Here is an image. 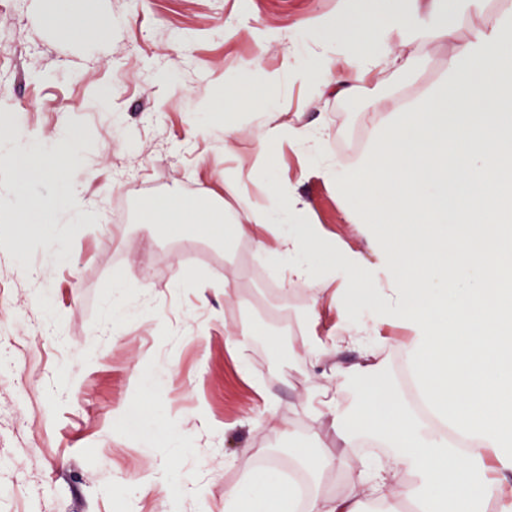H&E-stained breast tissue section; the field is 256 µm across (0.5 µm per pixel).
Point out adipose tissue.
Returning <instances> with one entry per match:
<instances>
[{
	"instance_id": "ef3b65f1",
	"label": "adipose tissue",
	"mask_w": 512,
	"mask_h": 512,
	"mask_svg": "<svg viewBox=\"0 0 512 512\" xmlns=\"http://www.w3.org/2000/svg\"><path fill=\"white\" fill-rule=\"evenodd\" d=\"M467 17L474 24L463 37ZM50 22L81 38L102 33L94 0H85L80 18L58 0ZM308 28L314 66L287 57L283 71L316 89L345 94L391 67L437 64L443 75L412 100H387L371 143L350 165L335 159L322 133L281 122L266 95L224 91L235 106L265 112L260 142L310 150L347 220L366 226L380 256L370 266L351 250L326 247L320 227L305 221V204L280 190L243 198L240 223L225 230L228 243L272 235L269 253L286 270L283 285L332 280V292L315 297L306 314L311 354L327 357L344 343L364 350L361 362L333 368L337 389L307 399L320 431L285 433L303 469L327 464L350 475L345 493L309 492L305 512H363L369 497L383 502V512H400L413 498L433 512H480L493 502L512 512V0L496 8L491 0H339L332 17ZM410 46L421 55L407 54ZM430 47L444 57L434 60ZM324 306L338 319L328 336L314 330ZM363 310L372 324L353 323ZM384 325L407 331L406 362L436 425L408 413L372 364ZM347 380L358 396L351 414L339 390ZM365 436L391 456L357 463L351 448ZM296 499L267 461L246 484L229 487L227 503L230 512H295Z\"/></svg>"
}]
</instances>
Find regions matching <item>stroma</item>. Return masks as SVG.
<instances>
[{
  "instance_id": "1",
  "label": "stroma",
  "mask_w": 512,
  "mask_h": 512,
  "mask_svg": "<svg viewBox=\"0 0 512 512\" xmlns=\"http://www.w3.org/2000/svg\"><path fill=\"white\" fill-rule=\"evenodd\" d=\"M53 0H0V106L12 131L49 153L62 127L84 146L89 217L60 214L41 238L0 250V512H225L227 487L243 485L267 457H290L287 427L312 434L303 404L332 387V364L358 362L342 346L308 356L299 320L317 290L283 276L253 240L223 243L143 223L145 202L223 196L224 173L261 196L290 185L311 222L366 261L375 249L347 221L331 188L289 148L265 179L253 172L264 147L240 135L225 152L227 124L258 116L211 112L206 94L239 82L266 89L281 121L319 128L333 154L367 142V115L383 99L413 97L438 73L386 70L346 96L279 77L284 54L309 64L307 20L337 0H97L104 34L80 39L51 28ZM262 58V73L245 63ZM198 253V288L174 281L183 256ZM234 291L225 294V283ZM278 335L243 352L225 340L243 319Z\"/></svg>"
}]
</instances>
